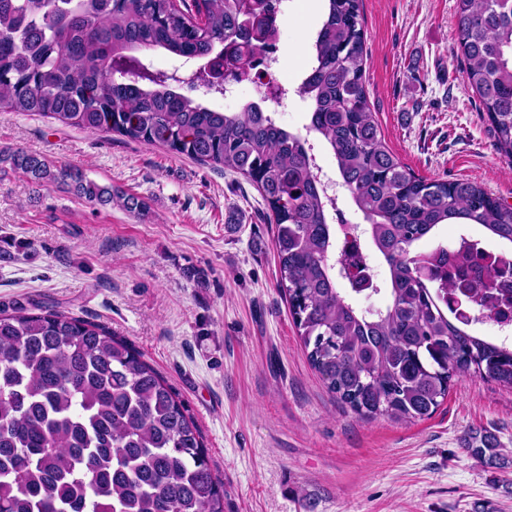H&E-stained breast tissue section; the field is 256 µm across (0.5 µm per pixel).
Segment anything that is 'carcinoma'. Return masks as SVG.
Wrapping results in <instances>:
<instances>
[{
  "label": "carcinoma",
  "instance_id": "cac0c4a2",
  "mask_svg": "<svg viewBox=\"0 0 512 512\" xmlns=\"http://www.w3.org/2000/svg\"><path fill=\"white\" fill-rule=\"evenodd\" d=\"M264 35L242 34L248 0H0V109L96 133L160 144L257 187L276 224L279 286L311 367L330 393L365 419L431 416L453 378L474 375L512 389V347L476 336L448 316L455 290L490 288L448 271V247L422 254L439 226L463 220L512 246V208L464 179L428 180L388 149L363 83L362 0H326L299 88L308 131L333 155L336 176L370 253L383 259L359 308L336 258L334 204L313 172L305 139L250 101L220 112L183 93L178 74L147 52L224 61L245 70L278 37L282 0H262ZM462 73L512 160V0H457ZM32 183L64 185L102 207L141 213L144 202L111 184L21 148L0 151ZM474 457L505 454L494 435L464 438ZM224 512V482L202 433L171 385L106 327L47 309H0V512Z\"/></svg>",
  "mask_w": 512,
  "mask_h": 512
}]
</instances>
